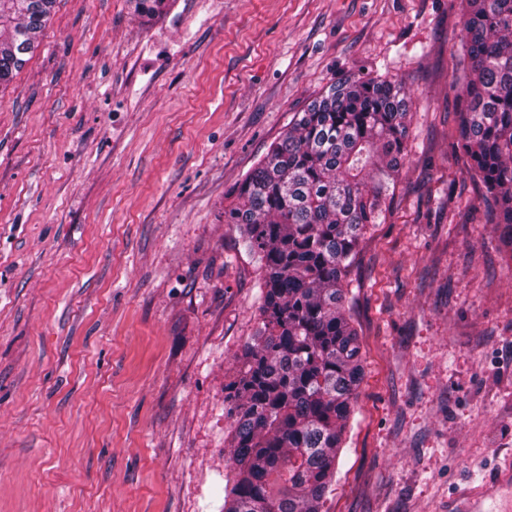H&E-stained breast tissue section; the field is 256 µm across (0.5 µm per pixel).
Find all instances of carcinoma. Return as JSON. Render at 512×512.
<instances>
[{"mask_svg": "<svg viewBox=\"0 0 512 512\" xmlns=\"http://www.w3.org/2000/svg\"><path fill=\"white\" fill-rule=\"evenodd\" d=\"M148 20L167 0H130ZM56 0H0V85ZM463 93L454 152L480 219L512 249V0H460ZM414 100L386 76L333 81L226 196L224 223L261 270L260 327L224 386L232 485L224 512H322L363 378L348 276L384 224L406 165Z\"/></svg>", "mask_w": 512, "mask_h": 512, "instance_id": "carcinoma-1", "label": "carcinoma"}]
</instances>
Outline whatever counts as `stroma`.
<instances>
[{
  "label": "stroma",
  "instance_id": "stroma-1",
  "mask_svg": "<svg viewBox=\"0 0 512 512\" xmlns=\"http://www.w3.org/2000/svg\"><path fill=\"white\" fill-rule=\"evenodd\" d=\"M459 0H57L0 87V512H221L260 271L224 195L335 79L415 101L350 285L324 512H448L512 463V263L453 154Z\"/></svg>",
  "mask_w": 512,
  "mask_h": 512
}]
</instances>
